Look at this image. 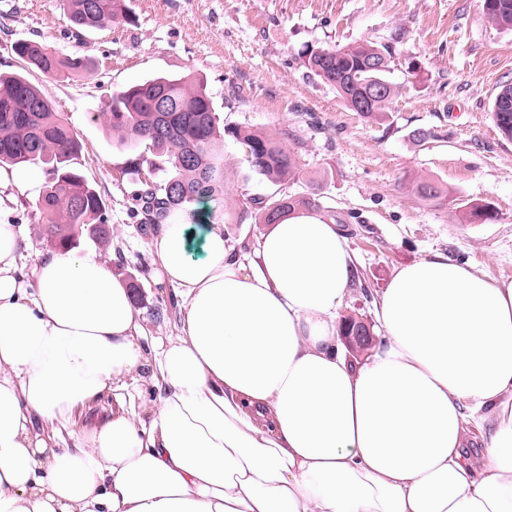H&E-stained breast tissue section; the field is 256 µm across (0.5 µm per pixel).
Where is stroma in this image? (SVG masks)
Listing matches in <instances>:
<instances>
[{"instance_id":"stroma-1","label":"stroma","mask_w":512,"mask_h":512,"mask_svg":"<svg viewBox=\"0 0 512 512\" xmlns=\"http://www.w3.org/2000/svg\"><path fill=\"white\" fill-rule=\"evenodd\" d=\"M132 23L81 32L62 0H0V74L37 86L77 131L76 165L101 196L109 231L83 234L77 252L96 249L134 293L148 342L175 335L179 295L160 282L152 246L159 227L145 224L133 197L153 177L143 148H123L97 118L112 90L156 75L206 81L221 121L281 133L300 174L290 194L316 193L319 212L340 224L357 259L358 285L346 313L371 316L374 297L400 265L431 256L512 281V140L498 131L493 100L512 80V30L484 21L477 0H127ZM33 40L72 53L85 50L88 73L49 78L11 50ZM366 39L393 43L396 94L385 118L364 121L303 64L307 48ZM418 76H410V66ZM436 139L413 142L416 128ZM224 194L209 201L215 223L245 198L279 187L255 174L239 146L226 143ZM432 178L452 199L491 203L492 224L459 223L450 201L416 191ZM42 184L0 191V224L18 236V272L49 254L46 220L35 206Z\"/></svg>"}]
</instances>
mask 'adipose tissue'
<instances>
[{"mask_svg": "<svg viewBox=\"0 0 512 512\" xmlns=\"http://www.w3.org/2000/svg\"><path fill=\"white\" fill-rule=\"evenodd\" d=\"M153 242L177 335L152 346L93 250L18 274L0 224V512H512V282L436 253L374 301L382 342L350 359L357 273L337 224L302 212L238 249L211 225ZM150 368V423L126 407L55 445V426Z\"/></svg>", "mask_w": 512, "mask_h": 512, "instance_id": "obj_1", "label": "adipose tissue"}]
</instances>
